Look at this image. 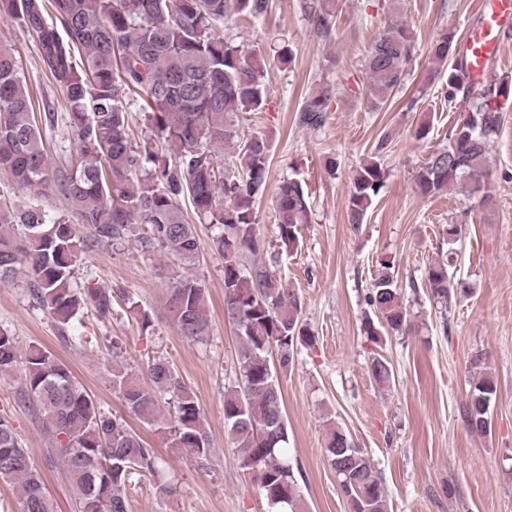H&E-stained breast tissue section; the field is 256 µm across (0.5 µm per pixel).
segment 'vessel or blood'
<instances>
[{
    "label": "vessel or blood",
    "instance_id": "b4317fda",
    "mask_svg": "<svg viewBox=\"0 0 512 512\" xmlns=\"http://www.w3.org/2000/svg\"><path fill=\"white\" fill-rule=\"evenodd\" d=\"M485 22L480 29L469 31L465 37L471 53L469 65L470 79H478L488 61L497 59L500 54L498 32L512 25V0H479Z\"/></svg>",
    "mask_w": 512,
    "mask_h": 512
}]
</instances>
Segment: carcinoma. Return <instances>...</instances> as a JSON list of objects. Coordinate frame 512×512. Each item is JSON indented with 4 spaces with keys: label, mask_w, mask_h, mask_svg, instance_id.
Listing matches in <instances>:
<instances>
[{
    "label": "carcinoma",
    "mask_w": 512,
    "mask_h": 512,
    "mask_svg": "<svg viewBox=\"0 0 512 512\" xmlns=\"http://www.w3.org/2000/svg\"><path fill=\"white\" fill-rule=\"evenodd\" d=\"M270 0H0L33 38L41 68L59 88L66 112L39 114L16 50L0 40V172L25 187L54 186L76 217L55 219L37 203L12 209L0 204V282L24 273L30 298L53 320L58 339H76L75 323L92 308L112 315V289L93 281L80 285L82 255L129 240L144 253L161 252L192 262L199 241L181 208L189 203L202 223L215 227L210 247L224 259V317L234 328L240 383L224 393V421L240 468L254 476L260 494L276 512H300L301 468L288 459V426L276 370L288 371L298 347L315 336L301 319L302 305L283 288L279 253L270 252L257 230L256 200L266 182L267 140L240 135L241 113L262 112L269 101L264 52L221 35L218 26L264 17ZM315 33L328 39L336 28L335 0H301ZM413 28L388 24L367 60L370 96L384 102L403 84L414 49ZM448 64L446 97L462 95L463 117L448 131V145L419 166L415 181L424 195L450 187L481 204L490 201L488 155L499 135L512 82L489 73L466 81L468 55L455 31L431 45ZM134 93L150 134L133 143L125 95ZM332 88L311 93L299 124L318 130L328 120ZM63 121L73 152L50 170L43 129ZM387 174L373 157L360 164L348 200L351 224L363 223ZM277 241L298 243L300 225L311 223L309 194L301 182L281 183L275 197ZM461 229L446 227L448 256L429 265L426 285L448 300V266ZM365 294L366 338L407 331L409 322L388 262ZM166 309L178 333L208 336L207 291L172 275ZM380 386L395 380L392 364L375 353L369 365ZM18 373L21 403L42 419L46 452L60 460L76 487L74 512H128L134 475L152 473L157 454L126 421L102 411L70 367L48 349L21 350L0 328V374ZM149 384L121 371L112 385L148 425L158 422V398L174 403L169 430L177 448L208 460L212 441L197 395L158 355L146 366ZM497 385L481 376L465 406L468 428L487 433ZM325 451L350 512H388L383 480L364 451L338 426L328 427ZM0 480L13 484L20 512H54L43 477L10 420L0 416Z\"/></svg>",
    "instance_id": "1"
}]
</instances>
